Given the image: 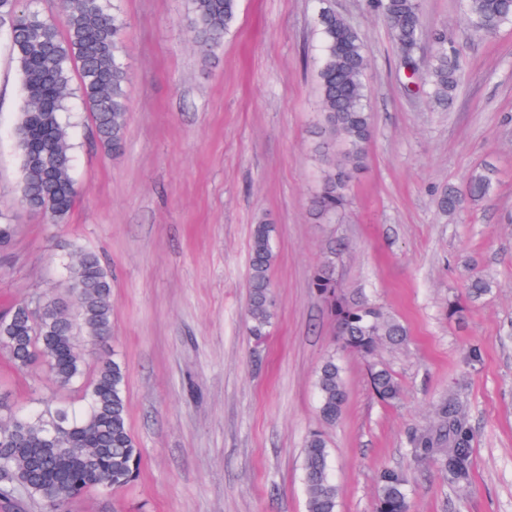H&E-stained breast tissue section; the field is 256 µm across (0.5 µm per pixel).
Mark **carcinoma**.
<instances>
[{"mask_svg": "<svg viewBox=\"0 0 512 512\" xmlns=\"http://www.w3.org/2000/svg\"><path fill=\"white\" fill-rule=\"evenodd\" d=\"M186 21L194 43L206 55L218 48L237 19L238 0H187ZM322 3L317 23L324 56L318 72L322 112L312 130L320 160V181L310 201L312 215L332 219L348 201L351 182L366 160L372 132L366 104L368 60L363 40L345 18ZM387 21L401 59L416 51L426 35L419 0H375ZM65 32L37 8V0H0V32L21 76L22 105L13 127L20 160V203L48 224H61L75 205L78 189L72 174L69 125L63 119L72 94V74L91 112L97 141L118 155L123 150L129 104L124 63L128 22L109 0H61ZM470 27L485 36L512 21V0H463ZM433 50L426 69L432 97L447 104L457 88L460 56L438 32L430 35ZM341 143L335 151L332 146ZM491 166L475 170L465 190L446 188L439 207L451 212L464 204L477 205L494 190ZM273 224L261 220L251 237L247 316L249 334L260 340L275 319L271 296L274 263ZM74 261L66 284L73 303L38 293L45 309L35 323L16 303L0 318V354L20 371L43 364L52 384L69 389L85 375L86 349L81 339L112 332V281L97 253L64 244ZM336 249L316 269L313 286L328 305L343 349L362 357L379 345L398 346L407 328L375 306L346 298L336 278ZM492 288L479 274L471 276L468 294L480 297ZM368 381L385 403L399 398L396 376L383 366L368 370ZM315 387L321 420L332 425L340 418L347 389L336 355L327 356L316 372ZM83 405L46 406L36 413L18 410L7 392H0V469L6 481L0 492L20 491L44 512H60L89 489L128 486L137 473L136 442L127 425L125 370L107 354L99 357L90 381L83 385ZM472 433L456 398L438 408L432 429L412 434L407 442L413 462H432L457 485L469 482L473 462ZM330 451L323 434L309 435L304 448L302 481L306 512H336L339 489L329 474ZM376 512H409L407 478L383 469L377 475Z\"/></svg>", "mask_w": 512, "mask_h": 512, "instance_id": "carcinoma-1", "label": "carcinoma"}]
</instances>
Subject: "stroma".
Returning <instances> with one entry per match:
<instances>
[{
	"label": "stroma",
	"mask_w": 512,
	"mask_h": 512,
	"mask_svg": "<svg viewBox=\"0 0 512 512\" xmlns=\"http://www.w3.org/2000/svg\"><path fill=\"white\" fill-rule=\"evenodd\" d=\"M128 21L129 114L124 149L107 154L72 95L78 197L52 227L18 200L12 130L19 73L0 37V213L18 231L0 247V312L38 290L62 292L71 257L50 235L94 249L112 272V334L126 367L136 480L89 490L67 512H305L302 449L322 432L337 512H375L380 469L407 473L409 512H512V22L478 36L461 0H420L425 29L461 51L448 105L408 82L372 0H329L360 33L373 115L364 167L331 222L309 210L320 165L310 130L320 110L316 0H239L238 18L209 57L194 47L185 0H118ZM493 195L446 213L437 197L484 164ZM275 226L276 318L248 333L251 229ZM351 302L407 328L372 359L335 352V326L311 285L329 246ZM492 282L479 300L473 274ZM460 304L461 319L448 315ZM479 360H471L472 349ZM347 401L334 425L319 417L315 375L328 354ZM397 377L401 395L371 393L368 363ZM0 389L22 410L74 405V392L33 387L0 358ZM473 434L468 484L414 464L409 435L434 424L448 395Z\"/></svg>",
	"instance_id": "35a3bbf8"
}]
</instances>
